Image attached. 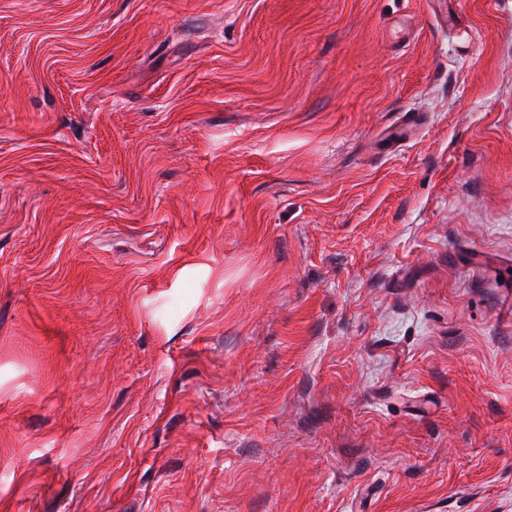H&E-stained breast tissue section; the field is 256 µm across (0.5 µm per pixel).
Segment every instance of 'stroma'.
<instances>
[{
    "mask_svg": "<svg viewBox=\"0 0 512 512\" xmlns=\"http://www.w3.org/2000/svg\"><path fill=\"white\" fill-rule=\"evenodd\" d=\"M0 0V512H512V0Z\"/></svg>",
    "mask_w": 512,
    "mask_h": 512,
    "instance_id": "stroma-1",
    "label": "stroma"
}]
</instances>
